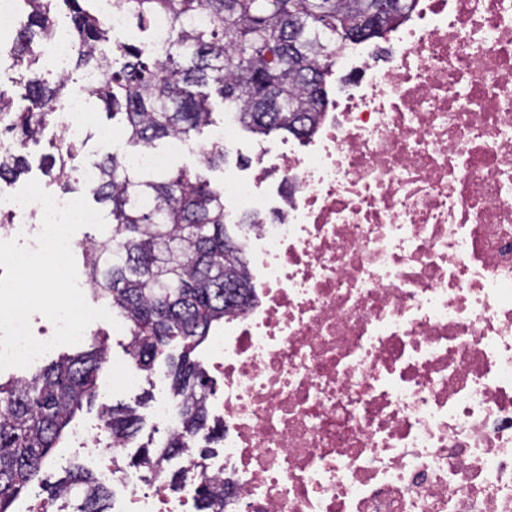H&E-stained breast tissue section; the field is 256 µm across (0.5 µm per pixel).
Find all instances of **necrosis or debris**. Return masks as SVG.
<instances>
[{
	"instance_id": "4bbe7bcc",
	"label": "necrosis or debris",
	"mask_w": 512,
	"mask_h": 512,
	"mask_svg": "<svg viewBox=\"0 0 512 512\" xmlns=\"http://www.w3.org/2000/svg\"><path fill=\"white\" fill-rule=\"evenodd\" d=\"M330 71L313 133L224 177L254 298L203 353L218 451L72 429L109 512H197L207 477L224 512H512V0H417Z\"/></svg>"
}]
</instances>
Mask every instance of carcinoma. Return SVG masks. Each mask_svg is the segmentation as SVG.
<instances>
[{"label":"carcinoma","instance_id":"carcinoma-1","mask_svg":"<svg viewBox=\"0 0 512 512\" xmlns=\"http://www.w3.org/2000/svg\"><path fill=\"white\" fill-rule=\"evenodd\" d=\"M390 2L394 7L377 31L365 34L378 0H112L135 31L121 38L112 35L95 0H19L25 23L10 50L17 77L12 94L0 90V136L11 135L10 148L0 150V183L11 185L28 170V148L53 126L51 152L42 156L45 173L62 191L103 205L110 226L82 249L91 291L128 322L138 369L153 370L161 357L167 361L181 422L168 440L170 455L185 451L202 432H220L208 425L211 379L190 353L250 299L242 246L224 222L223 186L200 173L136 170L115 151L92 163L95 181L83 180L87 140L70 139L55 121L72 74L102 73L89 96L129 143L144 148L202 134L215 123L213 92L239 124L259 136L285 131L305 137L323 104L329 44H344L341 32L366 40L384 36L414 0ZM62 10L70 18L75 54L72 69L52 79L37 46L53 34ZM199 16L204 22L197 26ZM159 18L168 23L162 47L153 40ZM225 157L224 146L214 143L202 165L222 167ZM178 344L182 352L174 358L168 349ZM105 355L104 342L97 340L88 351L0 382V512H13L27 484L67 438L83 403L95 397ZM102 418L118 443L139 430L137 416L125 408L107 409ZM221 492L217 484L204 485L200 512H224V501L217 500ZM63 493L77 495L80 512H105L107 491L89 472L61 481L55 496Z\"/></svg>","mask_w":512,"mask_h":512}]
</instances>
